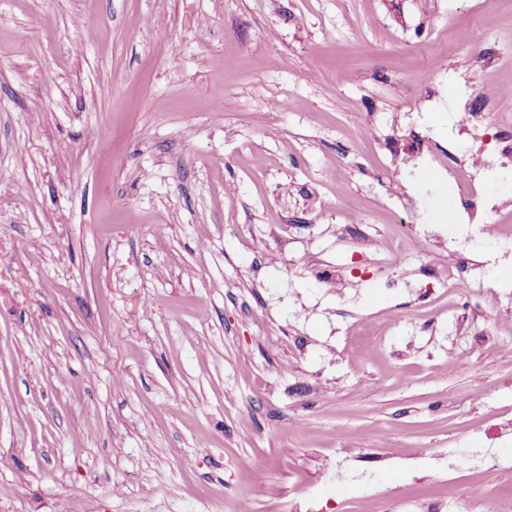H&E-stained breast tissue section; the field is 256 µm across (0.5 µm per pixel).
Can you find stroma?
I'll return each instance as SVG.
<instances>
[{
    "instance_id": "1",
    "label": "stroma",
    "mask_w": 512,
    "mask_h": 512,
    "mask_svg": "<svg viewBox=\"0 0 512 512\" xmlns=\"http://www.w3.org/2000/svg\"><path fill=\"white\" fill-rule=\"evenodd\" d=\"M470 112L512 135V0H0V512L512 504ZM461 190L468 197V203L473 206V211L469 213V217L474 219L476 204L481 202L485 197V188L480 176V168L475 166L471 171H466L461 176Z\"/></svg>"
}]
</instances>
